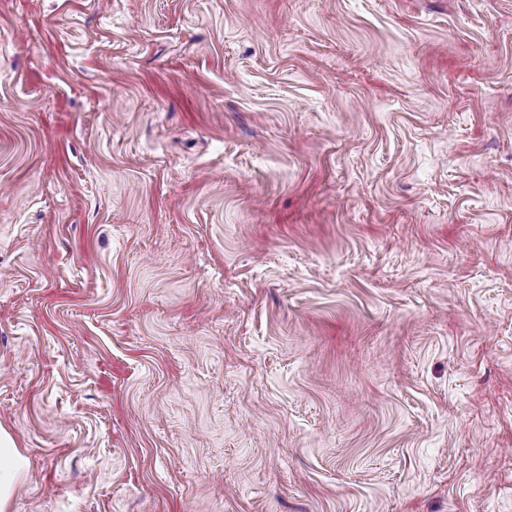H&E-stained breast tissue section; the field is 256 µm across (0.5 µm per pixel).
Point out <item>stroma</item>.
Returning a JSON list of instances; mask_svg holds the SVG:
<instances>
[{"mask_svg": "<svg viewBox=\"0 0 512 512\" xmlns=\"http://www.w3.org/2000/svg\"><path fill=\"white\" fill-rule=\"evenodd\" d=\"M8 512H512V0H0ZM25 460L12 436L0 429V511L5 512L16 482L23 476Z\"/></svg>", "mask_w": 512, "mask_h": 512, "instance_id": "35a3bbf8", "label": "stroma"}]
</instances>
